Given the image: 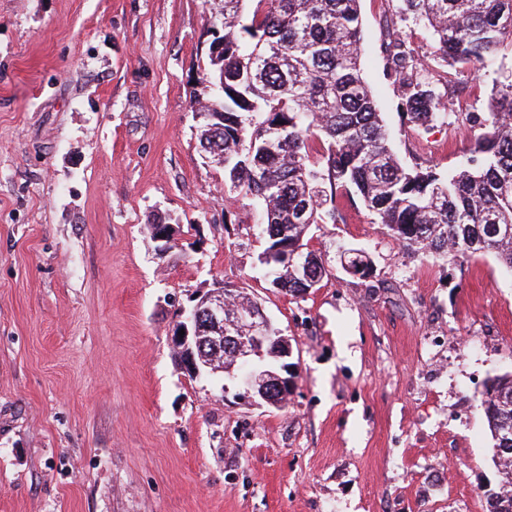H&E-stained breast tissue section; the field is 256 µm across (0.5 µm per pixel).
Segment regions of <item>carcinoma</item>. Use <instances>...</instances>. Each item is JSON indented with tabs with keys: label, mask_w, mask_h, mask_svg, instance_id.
I'll list each match as a JSON object with an SVG mask.
<instances>
[{
	"label": "carcinoma",
	"mask_w": 512,
	"mask_h": 512,
	"mask_svg": "<svg viewBox=\"0 0 512 512\" xmlns=\"http://www.w3.org/2000/svg\"><path fill=\"white\" fill-rule=\"evenodd\" d=\"M219 0L209 13L210 43L200 68L195 109L222 119L200 125V145L223 166L230 190L261 210L265 250L288 242L313 256L308 274L293 265L265 271L282 293L301 297L326 274L323 258L304 238L315 224L339 218L336 191L357 197L407 249L424 256L469 259L492 254L512 270V82L498 88L491 111L470 116L481 127L473 156L453 173L430 165L405 166L392 148L372 88L361 67V0ZM398 13L412 18L431 39L449 84L456 65L491 61L512 41V0H399ZM386 68L399 87L398 111L408 127H429L445 118L432 82L418 77L408 36L394 32L385 48ZM343 269L370 275L360 249L341 256ZM216 367L230 373L233 359L212 351ZM493 440L504 447L512 429V373L497 376L480 399ZM496 512H512V489L500 481Z\"/></svg>",
	"instance_id": "cac0c4a2"
}]
</instances>
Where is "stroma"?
<instances>
[{"label":"stroma","instance_id":"stroma-1","mask_svg":"<svg viewBox=\"0 0 512 512\" xmlns=\"http://www.w3.org/2000/svg\"><path fill=\"white\" fill-rule=\"evenodd\" d=\"M396 7L362 0L364 74L401 162L447 173L466 114L512 81V45L438 85L445 121L407 132L387 29L410 33L421 75L441 66ZM206 16L204 0H0V512H487L478 399L512 372V270L414 255L340 190L337 223L307 237L319 287L273 288L251 200L199 145ZM350 247L369 277L342 268ZM220 284L288 337L285 407L181 365V312Z\"/></svg>","mask_w":512,"mask_h":512}]
</instances>
